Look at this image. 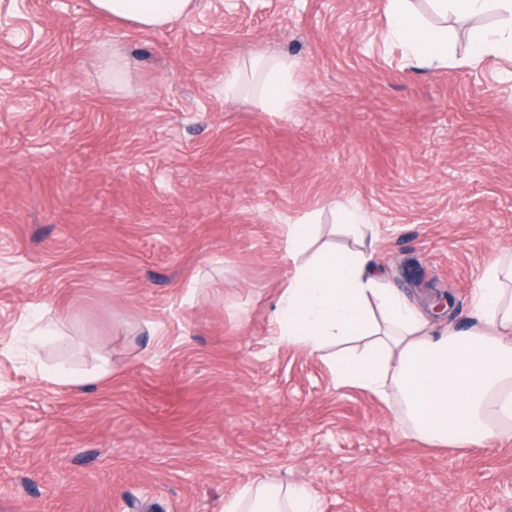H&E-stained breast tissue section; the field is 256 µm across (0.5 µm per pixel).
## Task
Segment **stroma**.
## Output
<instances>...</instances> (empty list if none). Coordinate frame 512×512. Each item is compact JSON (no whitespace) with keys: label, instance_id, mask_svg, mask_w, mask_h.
Segmentation results:
<instances>
[{"label":"stroma","instance_id":"1","mask_svg":"<svg viewBox=\"0 0 512 512\" xmlns=\"http://www.w3.org/2000/svg\"><path fill=\"white\" fill-rule=\"evenodd\" d=\"M386 6L197 0L145 32L0 0V512H224L260 483L321 512H512V425L430 447L273 327L307 217L310 251L349 247L362 208L383 274L460 330L512 250V60L468 64L452 18L447 66L416 68ZM257 58L291 63L287 111L254 79L225 100ZM288 503L292 512H320L315 497L306 488L288 490Z\"/></svg>","mask_w":512,"mask_h":512}]
</instances>
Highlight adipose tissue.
Wrapping results in <instances>:
<instances>
[{"label":"adipose tissue","instance_id":"adipose-tissue-1","mask_svg":"<svg viewBox=\"0 0 512 512\" xmlns=\"http://www.w3.org/2000/svg\"><path fill=\"white\" fill-rule=\"evenodd\" d=\"M195 0H87L90 12L140 30L174 25ZM442 16L479 20L499 16L498 29L474 27L473 58L495 53L512 58V0H433ZM388 26L421 67L448 63V30L423 22L408 0H388ZM287 60L261 66L262 105L287 111L295 94ZM310 223L289 225L286 255L293 276L282 289L274 317L278 336L312 353L338 344L337 381L381 395L398 394L403 418L434 447H481L497 435V422L512 421V259L488 267L474 291L480 325L459 334L447 321L427 315L376 271L364 251L306 249ZM320 512L304 488L281 495L271 484L250 487L229 499L224 512Z\"/></svg>","mask_w":512,"mask_h":512}]
</instances>
